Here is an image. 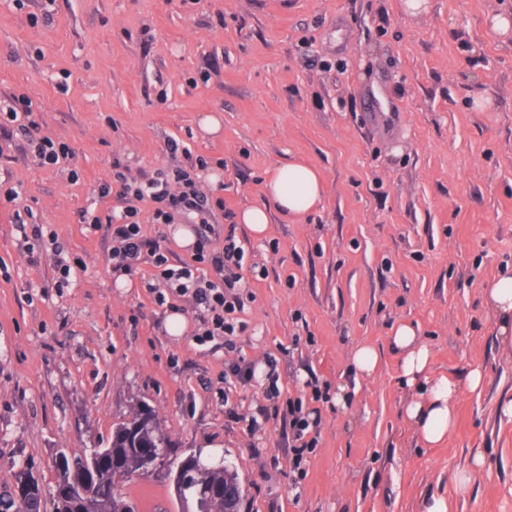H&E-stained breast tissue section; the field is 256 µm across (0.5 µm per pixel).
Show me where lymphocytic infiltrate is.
<instances>
[{
  "label": "lymphocytic infiltrate",
  "mask_w": 512,
  "mask_h": 512,
  "mask_svg": "<svg viewBox=\"0 0 512 512\" xmlns=\"http://www.w3.org/2000/svg\"><path fill=\"white\" fill-rule=\"evenodd\" d=\"M42 123L41 109L29 96H0V140L23 139L39 165H70L74 150L43 135ZM206 165V159L199 156L190 169L174 165L135 176L124 161L113 160L111 178L99 185L98 196L104 199L118 193L124 202L122 210L102 213L86 209L80 221L106 229L112 242L109 267L113 278L134 275L139 264L151 262L155 272L144 286L155 304L164 305L171 295L189 302L199 322L195 340L203 343L220 336L225 348L232 351L235 335L245 329L239 315L245 309L246 254L235 234L224 230L223 224L232 214L223 197L204 189L198 180L197 169ZM144 201L153 206V223L191 225L195 236L191 260L171 262L170 250L161 239L144 234L139 208ZM12 223L21 250L47 256L56 287H69L75 274L83 270V260L69 252L55 234L46 233L33 212L13 213Z\"/></svg>",
  "instance_id": "lymphocytic-infiltrate-1"
}]
</instances>
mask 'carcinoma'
I'll use <instances>...</instances> for the list:
<instances>
[{"label": "carcinoma", "instance_id": "obj_1", "mask_svg": "<svg viewBox=\"0 0 512 512\" xmlns=\"http://www.w3.org/2000/svg\"><path fill=\"white\" fill-rule=\"evenodd\" d=\"M152 448L163 467L173 471L183 469V487L174 492L177 512H241L245 491L237 473L219 462H191L172 448L163 430L156 410L135 399L128 415L112 428L106 448H91L80 456H69L62 451L59 459L78 467L96 461L100 479L96 494L102 498L109 512H137V503L130 499L123 487L126 483L150 476L136 453V447ZM29 483L25 495L28 512H83L80 497H61L55 492H45L33 474L21 467L14 473L13 483L0 493V512H14L17 494L15 488Z\"/></svg>", "mask_w": 512, "mask_h": 512}]
</instances>
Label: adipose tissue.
Instances as JSON below:
<instances>
[{
	"label": "adipose tissue",
	"instance_id": "adipose-tissue-1",
	"mask_svg": "<svg viewBox=\"0 0 512 512\" xmlns=\"http://www.w3.org/2000/svg\"><path fill=\"white\" fill-rule=\"evenodd\" d=\"M324 184L319 172L301 163L275 167L264 184L267 201L244 206L238 223L248 225L254 235H263L271 213L296 220L317 210L323 202ZM490 316L502 341L512 342V273L501 274L486 293ZM390 347L400 359L402 377L409 390L404 407L406 419L424 444L444 443L455 428V404L462 388L477 390L484 385L482 370H471L465 381L442 376L431 377V352L421 341L413 325L400 322L393 326Z\"/></svg>",
	"mask_w": 512,
	"mask_h": 512
}]
</instances>
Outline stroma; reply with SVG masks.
Here are the masks:
<instances>
[{
    "label": "stroma",
    "instance_id": "1",
    "mask_svg": "<svg viewBox=\"0 0 512 512\" xmlns=\"http://www.w3.org/2000/svg\"><path fill=\"white\" fill-rule=\"evenodd\" d=\"M0 0V96L43 110L42 132L76 152L78 181L38 166L17 139L0 150V488L27 467L56 482L58 451L106 444L132 399L155 409L182 453L216 447L246 491L242 512H422L472 467L454 512H512V346L484 306L512 271V0ZM38 24H31V17ZM219 119L218 131L203 120ZM209 158L227 209L264 200L274 165L301 161L324 181L322 208L273 216L264 237L235 227L253 296L236 351L197 344L195 314L171 337L167 308L114 282L105 230L80 223L113 158L168 164V138ZM33 208L86 269L57 290L48 259L30 263L10 216ZM414 324L432 376L487 375L463 391L448 441L425 446L405 420L408 391L389 347ZM380 355L369 378L354 350ZM245 360L249 383L225 380ZM302 399L321 418L316 448L295 461L287 414L257 433L268 406ZM345 389L317 402L314 385ZM138 512L172 506L161 476L128 483Z\"/></svg>",
    "mask_w": 512,
    "mask_h": 512
}]
</instances>
